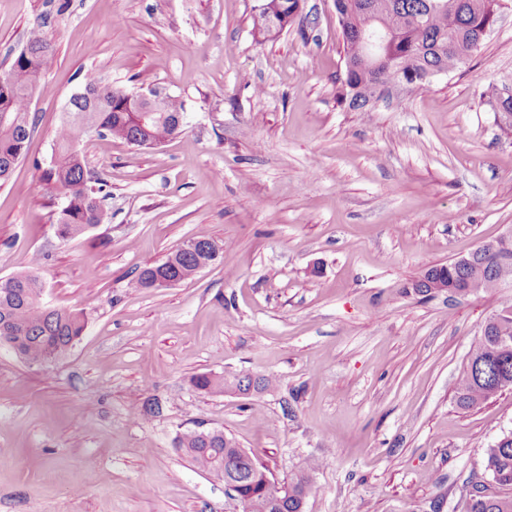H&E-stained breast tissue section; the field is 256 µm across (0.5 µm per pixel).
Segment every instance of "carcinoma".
Instances as JSON below:
<instances>
[{"mask_svg": "<svg viewBox=\"0 0 512 512\" xmlns=\"http://www.w3.org/2000/svg\"><path fill=\"white\" fill-rule=\"evenodd\" d=\"M278 10L271 17L257 12L252 29L259 36L285 29L282 21L292 24L297 0H275ZM500 0H340L335 5L345 45V62L362 53L355 37L367 24H382L391 39L380 50L374 68L345 70L346 94L357 87L363 99L373 98L388 77L399 71L403 77L425 85L420 73L427 69L451 72L460 67L486 38L485 27L496 21ZM51 43L36 29L14 58L9 70L0 76V183L6 181L25 155L30 135L29 102L35 90L33 75L46 71L53 60ZM83 93L92 101L76 96L69 101L64 119L56 132V159L43 171L47 186L64 195L65 204L57 212L56 231L62 239L77 238L106 218L103 208L104 184L87 167L81 142L89 132L109 136L127 144L150 137L158 142L172 131L165 124L146 121L142 125L132 113L121 109L122 98L112 96V87L102 84L93 73L84 76ZM192 252L175 250L163 262L146 266L132 281L138 289H156L157 281H183L197 270L215 262L213 252L224 256V244L208 235L193 237ZM512 256V240L499 243L495 250L480 255L478 268L450 269L441 264L425 274L448 287V292L496 293L500 296L498 318L482 327L471 346L465 366L455 379L453 399L458 409H475L506 391L512 392V296L501 292L493 270L504 256ZM44 286L32 273L0 279V342L10 340L12 348L32 364H43L48 357L67 352L82 336L85 314L82 311L55 309L43 301ZM193 387L206 393H227L234 386L254 387L262 393L274 384L266 376L251 374L217 376L198 374L191 378ZM176 447L197 467L218 478L235 474L239 512H304L311 493L310 477L301 473L288 482V499L275 505L277 490L267 477V469L252 460L244 449H233L224 433L203 435L190 430L177 434ZM484 474L501 489L490 495L469 496L463 512H512V430L487 449Z\"/></svg>", "mask_w": 512, "mask_h": 512, "instance_id": "carcinoma-1", "label": "carcinoma"}]
</instances>
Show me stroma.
Here are the masks:
<instances>
[{"mask_svg":"<svg viewBox=\"0 0 512 512\" xmlns=\"http://www.w3.org/2000/svg\"><path fill=\"white\" fill-rule=\"evenodd\" d=\"M502 3L461 69L424 90L390 81L361 112L340 100L334 0H303L265 38L256 0H0V74L33 27L55 50L0 185V278L37 274L47 305L88 317L44 364L0 343V512H236L173 444L212 429L275 483L310 471L304 512H461L512 430V392L469 411L451 393L499 298L411 284L512 225V135L488 98L512 86ZM89 72L177 97L185 124L155 149L88 135L107 218L64 240L41 176ZM201 233L223 259L131 287ZM239 372L276 385L245 398L190 382Z\"/></svg>","mask_w":512,"mask_h":512,"instance_id":"1","label":"stroma"}]
</instances>
